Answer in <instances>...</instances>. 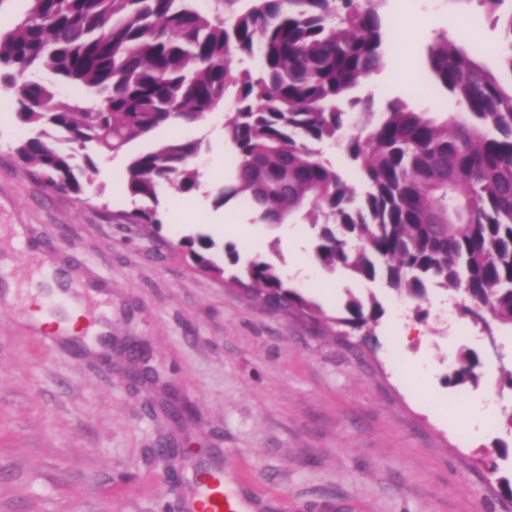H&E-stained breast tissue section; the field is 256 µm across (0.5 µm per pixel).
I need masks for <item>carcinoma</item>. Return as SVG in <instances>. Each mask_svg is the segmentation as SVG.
Returning <instances> with one entry per match:
<instances>
[{
  "label": "carcinoma",
  "mask_w": 512,
  "mask_h": 512,
  "mask_svg": "<svg viewBox=\"0 0 512 512\" xmlns=\"http://www.w3.org/2000/svg\"><path fill=\"white\" fill-rule=\"evenodd\" d=\"M232 2L215 0L207 14L196 0H29L0 32V77L29 131L14 148L19 163L48 191L78 195L96 155L170 121L202 120L229 99L224 142L234 159L216 204L238 199L262 224L319 228L316 257L329 272L381 277L419 302L430 285L452 290L461 315L512 326V80L480 61L468 37H442L426 64L460 111L440 121L391 101L370 123L372 100L351 92L384 67L382 0H248L225 13ZM479 3L500 26L512 77V0ZM233 54L255 65L236 70ZM40 71L51 79H34ZM60 84L83 95L62 99ZM324 143L355 164L360 186L323 159ZM201 150L199 139L155 142L130 157L127 193L154 203L130 223L160 231V186L198 189ZM179 246L198 270L229 275L266 308L322 316L270 263L240 268L235 246L204 234ZM344 311L327 322L360 330L384 314L354 295ZM478 366L462 351L448 382L477 384Z\"/></svg>",
  "instance_id": "carcinoma-1"
}]
</instances>
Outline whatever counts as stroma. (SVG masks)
Masks as SVG:
<instances>
[{
  "instance_id": "35a3bbf8",
  "label": "stroma",
  "mask_w": 512,
  "mask_h": 512,
  "mask_svg": "<svg viewBox=\"0 0 512 512\" xmlns=\"http://www.w3.org/2000/svg\"><path fill=\"white\" fill-rule=\"evenodd\" d=\"M385 24L409 41L405 68L356 88L374 112L392 100L440 115L455 100L425 68L428 46L465 30L498 69V29L477 0H383ZM230 107L200 123L156 130L154 141L204 138L202 186L159 196L158 236L129 223L141 203L125 189L130 153L98 164L81 194H57L17 162L27 129L0 87V512H187L202 468L220 466L245 512H512L483 465L512 445V328L493 334L429 291L426 319L383 282L324 270L301 221L258 224L246 205L233 234L211 216L231 152ZM215 236L261 259L325 315L314 321L254 307L228 282L198 271L178 246ZM373 293L384 315L365 333L328 331L348 294ZM75 299L88 338L103 328L109 355L70 342L42 346L32 326ZM480 357L479 383L452 388L459 351ZM183 445L177 463L164 450Z\"/></svg>"
}]
</instances>
